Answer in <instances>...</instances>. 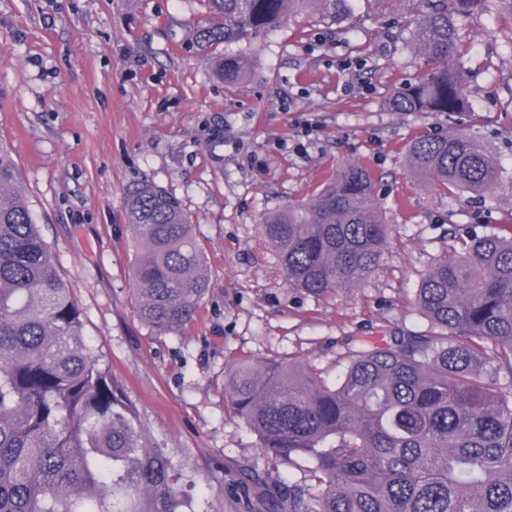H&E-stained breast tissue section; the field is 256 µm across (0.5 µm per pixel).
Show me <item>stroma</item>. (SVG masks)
Listing matches in <instances>:
<instances>
[{
    "label": "stroma",
    "mask_w": 512,
    "mask_h": 512,
    "mask_svg": "<svg viewBox=\"0 0 512 512\" xmlns=\"http://www.w3.org/2000/svg\"><path fill=\"white\" fill-rule=\"evenodd\" d=\"M412 0H336L250 43L226 46L249 71L225 84L191 42L202 0H0V143L84 333L145 429L215 512H248L243 469L307 484L306 463L266 457L224 393L242 358L310 365L335 381L350 336L429 324L413 307L421 275L452 249V224L512 237V19H457L468 45L466 112H397L393 89L424 69L405 18ZM478 137L503 168L482 197L432 189L407 166L423 133ZM378 173L395 231L355 288L289 287L259 224L306 201L342 163ZM178 198L205 253L209 292L194 320L158 336L129 297L128 190Z\"/></svg>",
    "instance_id": "35a3bbf8"
}]
</instances>
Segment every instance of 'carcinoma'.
Returning a JSON list of instances; mask_svg holds the SVG:
<instances>
[{
  "mask_svg": "<svg viewBox=\"0 0 512 512\" xmlns=\"http://www.w3.org/2000/svg\"><path fill=\"white\" fill-rule=\"evenodd\" d=\"M191 41L202 52L249 42L308 6L335 0H203ZM412 35L432 67L391 95L396 112H459L467 51L454 19L512 0H414ZM247 70L220 60L224 81ZM411 170L449 191L486 194L503 171L483 144L432 133ZM0 146V512H211L182 484L83 331ZM378 178L348 163L316 197L263 218L288 284L313 296L356 287L392 235ZM130 300L158 335H175L209 291L205 256L176 198L128 190ZM459 249L422 275L414 305L429 321L377 339L351 336L329 384L310 367L243 359L224 392L266 454L310 464L313 484L276 492L255 469L238 479L250 512H512V237L451 224Z\"/></svg>",
  "mask_w": 512,
  "mask_h": 512,
  "instance_id": "cac0c4a2",
  "label": "carcinoma"
}]
</instances>
